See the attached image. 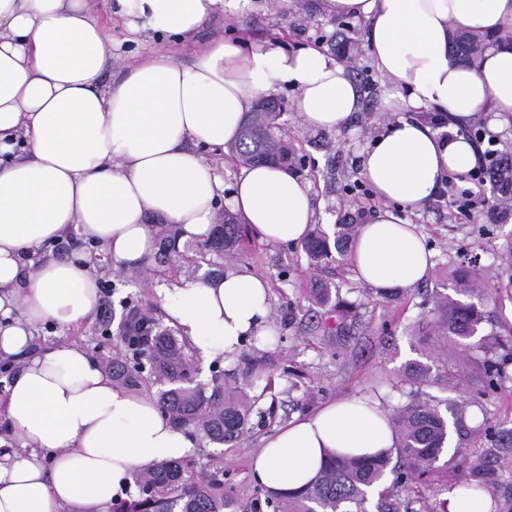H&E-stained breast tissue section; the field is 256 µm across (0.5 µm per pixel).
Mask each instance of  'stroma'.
<instances>
[{"instance_id": "stroma-1", "label": "stroma", "mask_w": 512, "mask_h": 512, "mask_svg": "<svg viewBox=\"0 0 512 512\" xmlns=\"http://www.w3.org/2000/svg\"><path fill=\"white\" fill-rule=\"evenodd\" d=\"M319 4L320 0H250L248 9L234 21L215 14L192 43L171 36L131 41L116 27L112 37L122 49L114 54L112 68L120 70L133 58L152 51L189 63L194 59L196 42L233 32L249 34L257 42L282 37L288 45L324 51L339 43L343 33H350L358 49L351 75L361 92V109L348 127L336 133L304 129L291 110L294 91L284 87L276 92L286 106L283 123L309 156L301 174L312 187L317 222L330 232L356 214L353 192L368 189L360 174L358 153L392 120L394 90L371 62L364 23L352 18L347 27L337 26L335 19L322 14ZM408 218L432 250L434 267L422 285L406 291L393 303L383 302L373 289L362 284L350 261L329 265L316 275L308 267L302 245H270L251 233L246 234L238 254L208 255L200 261L196 271L200 277L244 265L268 278L274 335L261 343L245 339L241 350L265 359V371L272 383L246 386L252 411L249 430L238 443L217 445L196 434V451L182 460L186 472L218 476L225 489L243 498L255 497L259 485L250 462L262 438L293 417L314 413L343 398L367 396L392 410L415 396L468 400L472 403L468 420L472 428L481 423L494 430L512 428V383L492 397L480 395L483 349L462 353L452 350L443 360L412 331L425 313L426 295L435 291L452 294L457 269L467 255L474 253L482 288L471 300L489 314L482 331L512 343V265L500 260L501 254L512 248V219L502 223L484 212L465 220L438 199L423 211L409 213ZM99 273L101 280L112 285L110 326L101 330L100 318L95 315L70 331L69 336L97 360L123 359L128 354L123 336L130 317L146 312L156 323H163L156 288L177 281L185 271L159 265L151 258L128 273L113 271L105 262ZM319 278L336 287L340 299L355 305L348 320L349 331L343 337L326 335L311 308L309 297ZM415 363L429 366V381L419 384L411 379L407 369Z\"/></svg>"}]
</instances>
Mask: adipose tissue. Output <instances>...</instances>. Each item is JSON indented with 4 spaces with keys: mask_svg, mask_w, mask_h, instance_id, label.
I'll use <instances>...</instances> for the list:
<instances>
[{
    "mask_svg": "<svg viewBox=\"0 0 512 512\" xmlns=\"http://www.w3.org/2000/svg\"><path fill=\"white\" fill-rule=\"evenodd\" d=\"M249 0H115L113 18L135 38L192 40L217 13ZM333 17L364 21L376 69L409 117H397L359 153L380 209L360 225L352 261L376 290L426 281L432 254L402 209L426 208L451 175L478 162L458 128L487 116L512 120V0H320ZM496 36L480 69L448 53L449 30ZM112 30L85 0H0V359L21 362L0 396V512H103L146 465L185 457L195 438L151 396L114 383L80 344L33 348L44 323L89 319L100 301L96 268L141 265L154 252L147 219L207 237L224 179L207 159L227 152L260 96L295 89L310 130L338 132L360 104L349 70L314 47L217 37L189 64L162 52L135 58L104 82ZM448 116L437 128L422 111ZM230 210L272 244L304 241L315 222L309 184L279 165L241 168ZM93 242L63 258L45 249L70 234ZM167 322L206 363L269 331L268 279L244 266L158 288ZM395 446L377 400L330 402L266 437L252 460L272 493L298 491L326 453L374 455Z\"/></svg>",
    "mask_w": 512,
    "mask_h": 512,
    "instance_id": "1",
    "label": "adipose tissue"
}]
</instances>
